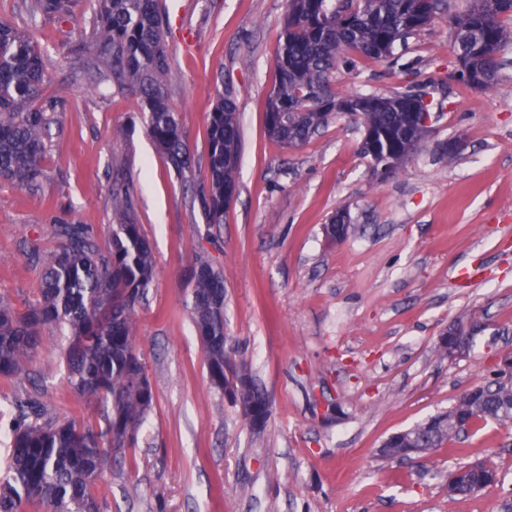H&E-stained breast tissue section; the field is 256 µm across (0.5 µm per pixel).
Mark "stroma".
<instances>
[{
	"instance_id": "stroma-1",
	"label": "stroma",
	"mask_w": 512,
	"mask_h": 512,
	"mask_svg": "<svg viewBox=\"0 0 512 512\" xmlns=\"http://www.w3.org/2000/svg\"><path fill=\"white\" fill-rule=\"evenodd\" d=\"M94 0L66 22L33 21L25 0L0 14L37 25L60 106L39 193L0 183V296L25 309L38 286L33 249L55 248V220L111 244L112 193L129 190L131 219L156 259L136 307L135 350L155 392L134 447L108 457L93 488L101 512H499L512 489V430L480 422L426 458L387 461L382 443L448 410L512 353V43L496 89L449 79L456 55L445 20L410 39L403 73L362 61L336 92L389 96L426 85L432 119L394 173L359 153L361 125L333 113L304 143L268 136L269 95L288 0H160L169 29L168 100L191 159L178 175L148 136L129 91H95L74 35L91 36ZM235 94L237 194L211 226L197 194L208 179L207 122L217 81ZM462 140L455 162L445 145ZM346 210L355 233L327 227ZM207 258L224 273L233 361L271 416L250 430L210 382L187 308L186 274ZM485 323L469 354L441 358L440 336ZM68 337L48 329L24 371L0 379V473L10 409L29 393L60 421L98 425L103 405L67 378ZM481 463L500 481L455 499L448 473Z\"/></svg>"
}]
</instances>
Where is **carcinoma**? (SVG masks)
I'll use <instances>...</instances> for the list:
<instances>
[{"label": "carcinoma", "instance_id": "carcinoma-1", "mask_svg": "<svg viewBox=\"0 0 512 512\" xmlns=\"http://www.w3.org/2000/svg\"><path fill=\"white\" fill-rule=\"evenodd\" d=\"M79 0H31L32 17L62 20ZM444 0H289L278 52L277 82L266 112L268 133L282 144L306 141L326 123L336 102H354L349 115L369 134L361 153L394 171L417 149L425 128L412 117L429 111L424 94L409 85L383 97L336 94L332 78L355 58L388 60L406 41L440 18ZM512 0H467L466 8L448 15L457 59L481 77V89L498 85L500 57L512 40ZM94 45L98 61L95 88L116 86L136 96L147 113V131L178 175L190 169L182 126L167 98L170 64L165 28L157 0H96ZM50 81L45 56L33 29H20L0 16V180L35 191L44 178ZM240 135L231 88L216 90L208 117L209 180L199 202L208 224L224 223V193L234 190ZM129 193H112V245L99 248L89 227L58 220L53 233L60 245L34 251L39 267L38 297L17 310L0 297V378L9 379L40 349L43 330L53 325L69 337L68 380L104 406L103 424H61L34 397L20 398L12 426L9 476L0 482V512H19L22 504L51 512H98L92 486L104 455L123 447L127 433L138 434L154 403V394L135 350V308L152 283L155 256L140 225L129 216ZM188 281L190 312L203 350L211 384L224 390V275L209 261ZM482 391H464L448 411L426 420L425 432L411 429L388 438L390 460L402 448H437L460 435L463 420L512 422V378L498 371ZM470 488L499 482L496 471L481 464L460 469Z\"/></svg>", "mask_w": 512, "mask_h": 512}]
</instances>
